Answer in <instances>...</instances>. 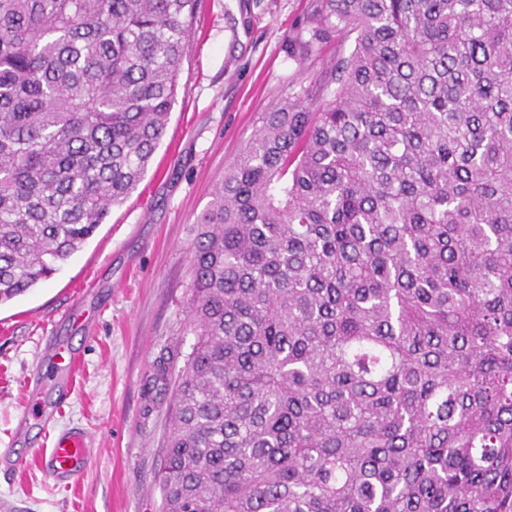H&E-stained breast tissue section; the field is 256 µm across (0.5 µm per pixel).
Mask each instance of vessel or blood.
<instances>
[{
	"mask_svg": "<svg viewBox=\"0 0 512 512\" xmlns=\"http://www.w3.org/2000/svg\"><path fill=\"white\" fill-rule=\"evenodd\" d=\"M57 356L63 364L57 365L55 373L35 371L27 379L24 391L28 404H37L42 390L48 384H60L57 405H64L73 390L70 373L79 358L67 354L63 341L54 343ZM90 433L83 427L73 426L51 437L48 447L34 449L33 454L46 473L57 483L70 484L78 478L89 453Z\"/></svg>",
	"mask_w": 512,
	"mask_h": 512,
	"instance_id": "b4317fda",
	"label": "vessel or blood"
}]
</instances>
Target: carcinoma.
Listing matches in <instances>:
<instances>
[{"mask_svg": "<svg viewBox=\"0 0 512 512\" xmlns=\"http://www.w3.org/2000/svg\"><path fill=\"white\" fill-rule=\"evenodd\" d=\"M315 2L288 54L353 49L195 220L161 512H512V0ZM198 3L0 0V305L147 173Z\"/></svg>", "mask_w": 512, "mask_h": 512, "instance_id": "cac0c4a2", "label": "carcinoma"}]
</instances>
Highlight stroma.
I'll use <instances>...</instances> for the list:
<instances>
[{
    "mask_svg": "<svg viewBox=\"0 0 512 512\" xmlns=\"http://www.w3.org/2000/svg\"><path fill=\"white\" fill-rule=\"evenodd\" d=\"M313 0H203L177 103L144 179L83 249L43 286L0 307V451L39 448L82 425L94 451L70 486L36 460L0 472V512H157L171 389L194 337L186 310L194 221L242 151L261 112L321 82L352 39L335 34L304 59L288 40ZM80 350L71 397L51 429L19 428L25 379L48 337Z\"/></svg>",
    "mask_w": 512,
    "mask_h": 512,
    "instance_id": "1",
    "label": "stroma"
}]
</instances>
